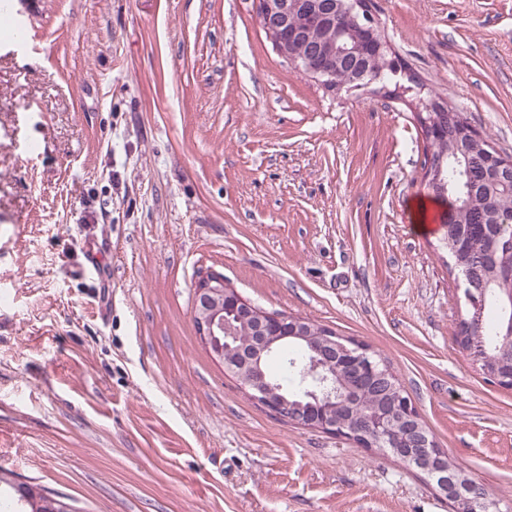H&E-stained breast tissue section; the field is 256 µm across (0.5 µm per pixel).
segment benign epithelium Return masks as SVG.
Wrapping results in <instances>:
<instances>
[{
	"label": "benign epithelium",
	"instance_id": "7a95c632",
	"mask_svg": "<svg viewBox=\"0 0 512 512\" xmlns=\"http://www.w3.org/2000/svg\"><path fill=\"white\" fill-rule=\"evenodd\" d=\"M331 7L332 12L359 29L361 37L354 43L338 45L329 40L327 32L312 22V12L303 5V0H258L260 22L277 52L323 85L332 84L333 70L315 66L313 58L300 53L297 43L314 45L338 64L354 55L366 59V67L348 72L346 82L335 86L337 90H357L370 84L368 78L374 74L372 66L377 62L400 68L396 57L390 56V45L380 32L368 0H334ZM507 225L512 226V215L491 235L493 247L482 262L492 267L495 279L504 286L500 302L512 309V234L503 233ZM462 276L464 297L470 310L465 325L472 333L483 325L486 283L477 280L468 270L462 271ZM194 318L199 324V336L211 353L237 374L251 398L282 421L342 436L344 428L336 423V376L345 377L360 388L381 387L380 394L387 399L368 420V436L391 449L392 455L430 476L435 489L448 498L455 512H476L478 507L491 512L495 507L484 487L468 481L448 463L447 452L430 443L410 399L392 384L390 371L372 361L369 349L334 332H322L316 338L308 336L302 327L303 320L258 309L217 274L205 275L197 282ZM235 318L255 320L261 332L253 350L240 358L236 356ZM288 337L319 342L309 360L303 364L291 363V368L306 385V396L325 404L315 417L293 412L288 399L281 395V388L261 368L262 359L277 355L276 343ZM489 379L498 385L505 382L512 386V360L498 362Z\"/></svg>",
	"mask_w": 512,
	"mask_h": 512
}]
</instances>
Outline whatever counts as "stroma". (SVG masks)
Listing matches in <instances>:
<instances>
[{
	"label": "stroma",
	"mask_w": 512,
	"mask_h": 512,
	"mask_svg": "<svg viewBox=\"0 0 512 512\" xmlns=\"http://www.w3.org/2000/svg\"><path fill=\"white\" fill-rule=\"evenodd\" d=\"M257 0H9L0 31V470L77 512H453L388 451L285 423L196 333L210 272L366 343L512 512V388L467 314L409 98L327 91ZM426 92L512 156V0H373ZM101 257L79 276L88 248Z\"/></svg>",
	"instance_id": "obj_1"
}]
</instances>
